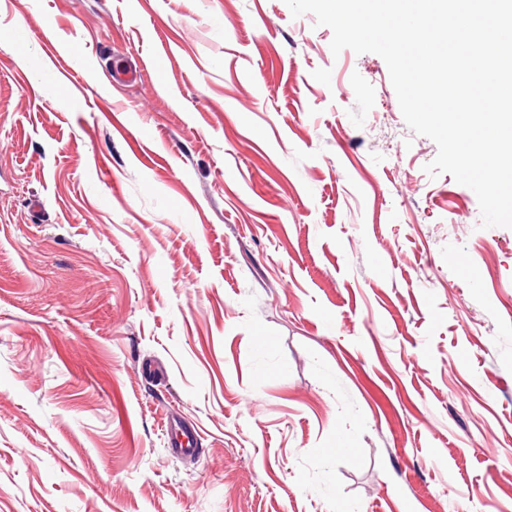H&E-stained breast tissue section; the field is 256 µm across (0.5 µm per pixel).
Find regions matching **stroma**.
<instances>
[{"label":"stroma","mask_w":512,"mask_h":512,"mask_svg":"<svg viewBox=\"0 0 512 512\" xmlns=\"http://www.w3.org/2000/svg\"><path fill=\"white\" fill-rule=\"evenodd\" d=\"M331 39L0 0V512H512V229ZM166 427L171 433L169 444L172 453L192 457L198 450V448H195L197 444V430L169 414L166 415Z\"/></svg>","instance_id":"1"}]
</instances>
